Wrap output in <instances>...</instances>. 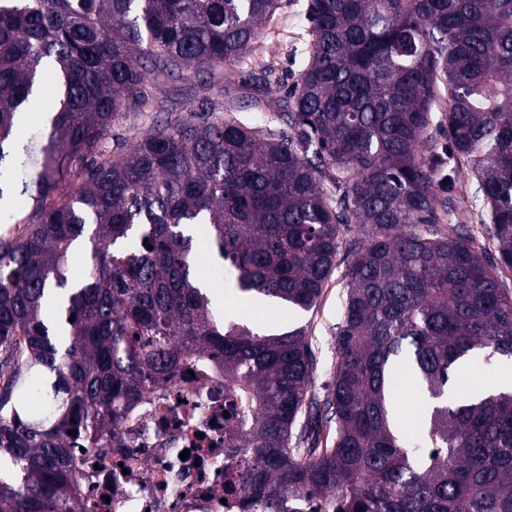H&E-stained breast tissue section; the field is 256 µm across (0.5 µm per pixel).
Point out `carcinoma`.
<instances>
[{
	"instance_id": "cac0c4a2",
	"label": "carcinoma",
	"mask_w": 512,
	"mask_h": 512,
	"mask_svg": "<svg viewBox=\"0 0 512 512\" xmlns=\"http://www.w3.org/2000/svg\"><path fill=\"white\" fill-rule=\"evenodd\" d=\"M281 2L0 0V222L15 193L31 202L23 231L0 235V464L18 475L0 476V512H80L71 445L98 447L197 358L224 375L226 469L249 509L512 512V391L454 393L476 355L512 361L499 279L512 270V0H309V58L278 104L286 132L243 123L233 86L217 103L204 78ZM48 70L55 106L23 144ZM163 78L205 112L105 151L124 113L167 111L146 91ZM445 124L448 163L483 201L477 230L445 162L424 156ZM201 226L242 300L290 314L316 307L346 252L324 398L309 391L305 327L259 329L199 288ZM399 374L428 402L414 435Z\"/></svg>"
}]
</instances>
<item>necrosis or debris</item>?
<instances>
[{
	"mask_svg": "<svg viewBox=\"0 0 512 512\" xmlns=\"http://www.w3.org/2000/svg\"><path fill=\"white\" fill-rule=\"evenodd\" d=\"M223 420V375L177 372L100 447H75L80 512H243L245 492L224 487Z\"/></svg>",
	"mask_w": 512,
	"mask_h": 512,
	"instance_id": "4bbe7bcc",
	"label": "necrosis or debris"
}]
</instances>
